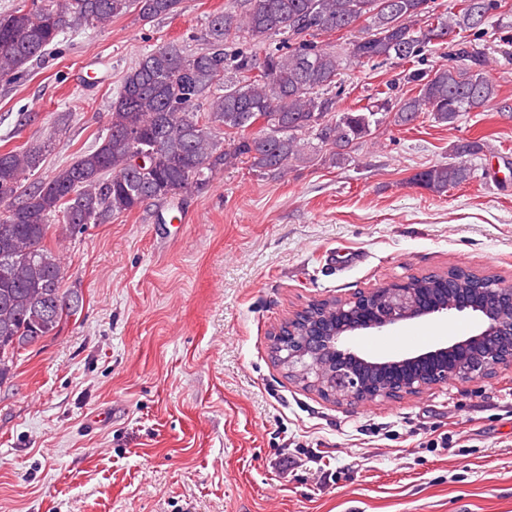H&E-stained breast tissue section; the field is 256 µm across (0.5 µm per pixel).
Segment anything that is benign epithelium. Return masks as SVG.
Instances as JSON below:
<instances>
[{
	"label": "benign epithelium",
	"mask_w": 512,
	"mask_h": 512,
	"mask_svg": "<svg viewBox=\"0 0 512 512\" xmlns=\"http://www.w3.org/2000/svg\"><path fill=\"white\" fill-rule=\"evenodd\" d=\"M466 298L426 303L407 282L394 288L387 283L358 292L336 307V325L315 322L288 344L275 342L273 355L311 378V383L333 386L340 401L358 404L375 399L399 398L429 390L455 379L462 382L491 376L512 365V288L491 283L485 288L460 289ZM476 310L482 313L476 332L446 342L434 350L409 356L371 358L354 352L347 343L355 335L393 329L403 322Z\"/></svg>",
	"instance_id": "obj_1"
}]
</instances>
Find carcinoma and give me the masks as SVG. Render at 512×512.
I'll return each instance as SVG.
<instances>
[{"label":"carcinoma","instance_id":"carcinoma-1","mask_svg":"<svg viewBox=\"0 0 512 512\" xmlns=\"http://www.w3.org/2000/svg\"><path fill=\"white\" fill-rule=\"evenodd\" d=\"M248 8L217 13L207 47L190 52L172 40L145 54L125 74L108 112L106 133L56 170L34 178L52 138L0 153V383L13 375L20 354L77 315L82 297L62 286L64 258L47 244L51 225L79 233L107 224L148 200L200 192L224 169L246 163L262 178H282L303 164L344 167L353 152L374 143L385 123L404 127L427 116L453 125L464 112L487 107L496 86L472 60L462 31L480 29L502 0H460L448 16L431 0H246ZM183 0H30L0 13V80L12 81L43 59L66 30L105 27L134 10L144 21L178 14ZM363 35L345 51L317 40L325 33ZM279 39L260 56L256 48ZM453 48L457 65L416 72L415 94L394 104L380 90L358 108L336 109L344 93L341 71L350 61L408 63L428 48ZM224 81V93L211 91ZM483 150L476 141L456 146L458 161L430 166L415 185L435 195L471 179L464 157ZM416 288H483L460 274ZM332 321L330 305L292 323L301 334L313 319Z\"/></svg>","mask_w":512,"mask_h":512}]
</instances>
